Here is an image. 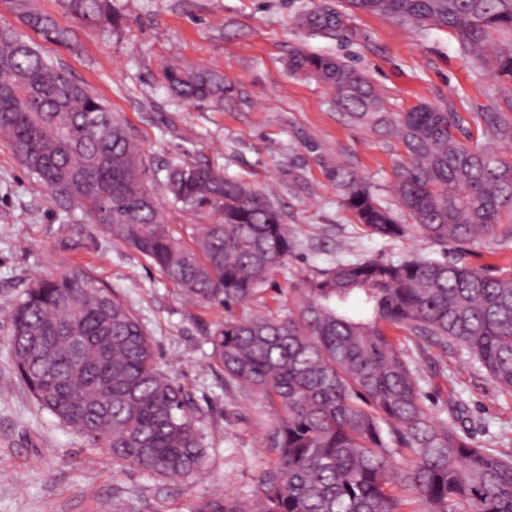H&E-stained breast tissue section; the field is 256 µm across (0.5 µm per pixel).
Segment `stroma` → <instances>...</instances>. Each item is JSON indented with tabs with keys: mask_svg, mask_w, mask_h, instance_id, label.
I'll use <instances>...</instances> for the list:
<instances>
[{
	"mask_svg": "<svg viewBox=\"0 0 512 512\" xmlns=\"http://www.w3.org/2000/svg\"><path fill=\"white\" fill-rule=\"evenodd\" d=\"M36 2L80 39L75 51L42 43L43 53L131 126L150 169L185 155L274 190L298 246L271 280L262 306L275 307L289 281L337 259L429 255L512 276L507 220L492 239L445 247L412 234L383 239L360 226L340 202L332 167H352L382 205L399 211L394 185L403 150L350 122L327 88L287 67L296 47L339 57L371 80L388 111L422 102L447 108L465 119L460 140L495 147L471 115L490 103L499 81L471 72L446 32L422 37L386 17L361 14L339 37L309 38L294 22L307 0H112L124 18L121 29L90 33L57 0ZM172 63L223 76V106L189 105L172 95L161 76ZM71 220L0 143V338L30 279L61 273L76 261L88 264L132 306L167 376L207 398L199 422L207 468L199 477L168 481L114 465L37 404L0 346V512H193L204 498L250 495L269 458L270 421L254 396L225 392L209 357L203 336L221 311L188 304L147 258L99 226L72 234ZM430 353L443 374L425 384V407L436 411L449 394H459L472 438L512 453V394L500 391L464 350L434 346Z\"/></svg>",
	"mask_w": 512,
	"mask_h": 512,
	"instance_id": "1",
	"label": "stroma"
}]
</instances>
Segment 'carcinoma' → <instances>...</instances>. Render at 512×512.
Returning <instances> with one entry per match:
<instances>
[{
	"instance_id": "carcinoma-1",
	"label": "carcinoma",
	"mask_w": 512,
	"mask_h": 512,
	"mask_svg": "<svg viewBox=\"0 0 512 512\" xmlns=\"http://www.w3.org/2000/svg\"><path fill=\"white\" fill-rule=\"evenodd\" d=\"M12 4L43 40L77 47L75 32L32 0ZM59 4L92 31L117 22L112 0ZM355 13L386 16L420 36L445 31L474 72L504 80L474 119L512 148V0H315L296 22L311 36L334 37ZM287 66L329 87L353 122L405 149L396 193L411 224L350 167L332 169L343 206L370 234L413 232L436 245L496 236L512 211L511 153L463 144L456 112L428 103L386 111L371 81L338 57L297 49ZM162 80L185 103H223L224 81L212 72L170 65ZM0 141L63 210L80 211L75 223L97 224L136 250L191 303L224 308L205 337L210 358L224 392L244 390L265 404L271 457L250 499L226 494L194 512H512V454L460 430L459 398L429 412L421 370L390 335L458 345L512 393V277L428 255L339 261L295 279L280 311H253L297 246L269 196L187 157L148 175L128 125L9 28L0 29ZM159 189L174 209L206 221L171 224ZM9 318L0 344L61 425L123 468L171 480L202 473L199 399L160 370L133 308L89 268L32 278Z\"/></svg>"
}]
</instances>
